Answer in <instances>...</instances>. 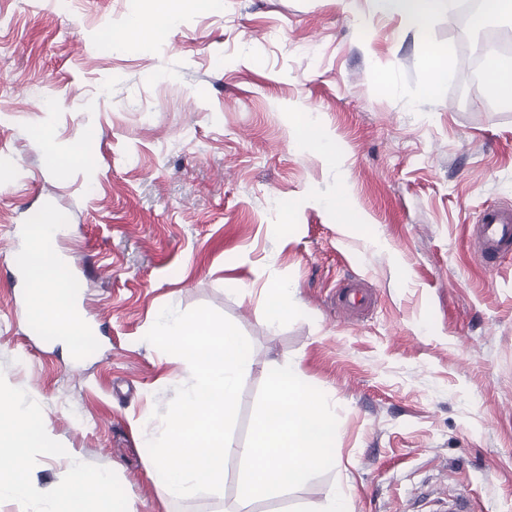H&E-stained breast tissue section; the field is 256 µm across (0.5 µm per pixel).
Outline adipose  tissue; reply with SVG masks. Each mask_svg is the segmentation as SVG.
I'll use <instances>...</instances> for the list:
<instances>
[{
    "instance_id": "obj_1",
    "label": "adipose tissue",
    "mask_w": 512,
    "mask_h": 512,
    "mask_svg": "<svg viewBox=\"0 0 512 512\" xmlns=\"http://www.w3.org/2000/svg\"><path fill=\"white\" fill-rule=\"evenodd\" d=\"M207 3L208 0H164L155 12L133 19L122 31L114 33L113 40L148 45L174 26L182 11L202 9ZM63 222L61 215L49 214L36 227L26 256L27 309L35 322L49 323L58 329L61 338L75 342L79 339V312L69 301L66 281L52 249ZM41 438L32 410L0 399V498L20 499L27 495L29 478L24 460ZM110 486L108 475L74 469L68 486L54 496L47 512H89V504L103 499Z\"/></svg>"
}]
</instances>
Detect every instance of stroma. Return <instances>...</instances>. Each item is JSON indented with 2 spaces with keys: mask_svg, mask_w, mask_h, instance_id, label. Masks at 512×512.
<instances>
[{
  "mask_svg": "<svg viewBox=\"0 0 512 512\" xmlns=\"http://www.w3.org/2000/svg\"><path fill=\"white\" fill-rule=\"evenodd\" d=\"M157 7L0 0V397L45 432L27 496L0 512H44L75 467L111 475L103 512H225L239 458L221 493L174 499L146 447L190 369L144 336L163 307L199 305L251 343L235 443L276 361L338 417L333 468L273 512H326L334 492L348 512H445L458 495L512 512V258L485 266L470 234L512 206V107L472 77L477 34L438 11L448 75L430 93L415 27L374 0H213L150 48L113 46ZM341 187L357 224L337 221ZM47 211L97 329L68 353L32 332L16 266L18 229ZM351 281L376 298L366 317L336 310ZM283 285L296 313L273 326ZM292 292L287 287L274 288L266 299V314L270 325H275L293 315Z\"/></svg>",
  "mask_w": 512,
  "mask_h": 512,
  "instance_id": "35a3bbf8",
  "label": "stroma"
}]
</instances>
